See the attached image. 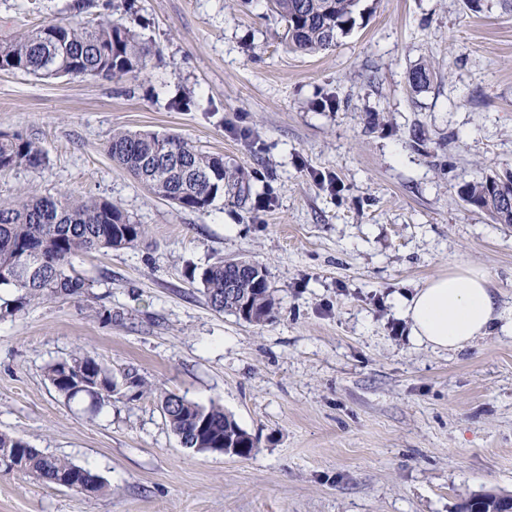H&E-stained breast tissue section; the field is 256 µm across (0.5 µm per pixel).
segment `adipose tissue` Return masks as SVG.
Masks as SVG:
<instances>
[{"label": "adipose tissue", "mask_w": 512, "mask_h": 512, "mask_svg": "<svg viewBox=\"0 0 512 512\" xmlns=\"http://www.w3.org/2000/svg\"><path fill=\"white\" fill-rule=\"evenodd\" d=\"M410 336L434 351L457 352L475 340L512 325V313L497 304L488 275L472 266L440 274L399 299Z\"/></svg>", "instance_id": "obj_1"}]
</instances>
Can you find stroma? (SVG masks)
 <instances>
[{
    "label": "stroma",
    "mask_w": 512,
    "mask_h": 512,
    "mask_svg": "<svg viewBox=\"0 0 512 512\" xmlns=\"http://www.w3.org/2000/svg\"><path fill=\"white\" fill-rule=\"evenodd\" d=\"M70 2L0 0V38L72 20ZM90 14L133 27L148 65L120 82L0 72V131L46 155L0 174V199H105L149 237L72 258L91 297L0 320V431L107 488L0 473V512H457L512 494V337L435 352L392 303L467 264L512 308V225L459 196L512 172L502 0H359L316 54L289 48L266 0H96ZM419 67L431 81L416 91ZM117 129L180 134L246 190L205 213L158 198L112 162ZM238 257L268 271L264 322L215 312L191 278ZM79 349L119 381L111 404L47 379ZM128 373L152 395L131 399ZM170 391L221 406L258 453L184 447L159 403Z\"/></svg>",
    "instance_id": "stroma-1"
}]
</instances>
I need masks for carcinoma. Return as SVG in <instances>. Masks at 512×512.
Segmentation results:
<instances>
[{
    "label": "carcinoma",
    "mask_w": 512,
    "mask_h": 512,
    "mask_svg": "<svg viewBox=\"0 0 512 512\" xmlns=\"http://www.w3.org/2000/svg\"><path fill=\"white\" fill-rule=\"evenodd\" d=\"M359 0H269L286 27L288 45L315 54L336 44L353 25ZM153 49L126 25L104 19L56 21L14 39L0 40V71L24 72L40 78L96 76L119 82L147 67ZM112 161L151 193L179 207L206 212L224 194L241 195L243 178L224 172V157L200 150L176 134L112 132L107 144ZM45 161L43 150L20 132H0V173L20 167L36 168ZM512 190V173L502 181L485 176L464 185L462 199L487 212L496 224H512V209L496 204L498 188ZM148 236L144 224L130 221L112 202L74 195H39L26 191L0 200V288L13 298L0 302V318L48 300L84 297L90 283L73 273L70 259L78 254L134 246ZM241 272L224 269L219 260L199 273L201 294L215 310L263 322L274 313L275 298L266 268L238 260ZM55 389L72 399L84 394L97 404L112 401L117 383L112 374L87 354L77 351L47 367ZM164 418L186 448H220L228 430L238 431V456L259 452L257 438L242 429L217 405L200 406L173 392L160 396ZM24 462L22 472L48 483L75 477L92 483L90 492L105 488L89 469L49 456L20 437L0 432V473L8 474L3 456ZM492 498L509 507V495L486 493L465 508H479Z\"/></svg>",
    "instance_id": "1"
}]
</instances>
